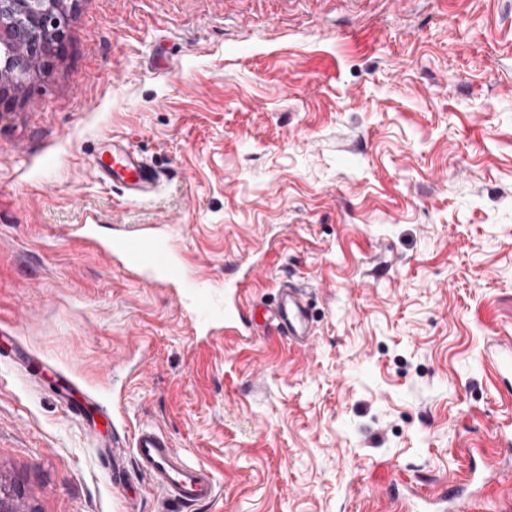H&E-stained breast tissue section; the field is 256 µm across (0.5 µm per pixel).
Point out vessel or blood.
Returning <instances> with one entry per match:
<instances>
[{"label": "vessel or blood", "mask_w": 512, "mask_h": 512, "mask_svg": "<svg viewBox=\"0 0 512 512\" xmlns=\"http://www.w3.org/2000/svg\"><path fill=\"white\" fill-rule=\"evenodd\" d=\"M94 172L97 178L121 185L133 200L151 197L160 184L159 171L120 138L113 139L103 156L97 157ZM96 226V218L90 216L72 233L91 243L100 242L113 265L135 281L174 287L193 334L207 338L220 330L225 340L249 343L265 331L292 345L310 343L313 320L302 288L284 282L272 302H255L245 296L250 272L215 286L213 280L186 265L179 242L156 225L116 224L102 241L96 237ZM493 362L503 384L512 387V336L496 339ZM111 454L114 466L133 461L135 473L147 477L168 499L183 506L206 503L217 495L212 471L203 463L188 460L161 428L143 425L131 429L129 437L113 439Z\"/></svg>", "instance_id": "b4317fda"}]
</instances>
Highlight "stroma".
Returning a JSON list of instances; mask_svg holds the SVG:
<instances>
[{
	"mask_svg": "<svg viewBox=\"0 0 512 512\" xmlns=\"http://www.w3.org/2000/svg\"><path fill=\"white\" fill-rule=\"evenodd\" d=\"M65 48L0 114V478L24 512H395L502 459L512 389V0H72ZM119 137L161 174L95 179ZM157 224L251 294L305 288L316 336L197 343L168 290L66 237ZM133 423L212 468L183 508L112 485ZM494 347L492 361L497 367L503 384L512 387V336L496 339Z\"/></svg>",
	"mask_w": 512,
	"mask_h": 512,
	"instance_id": "35a3bbf8",
	"label": "stroma"
}]
</instances>
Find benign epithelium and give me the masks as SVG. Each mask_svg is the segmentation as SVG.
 <instances>
[{
  "instance_id": "benign-epithelium-1",
  "label": "benign epithelium",
  "mask_w": 512,
  "mask_h": 512,
  "mask_svg": "<svg viewBox=\"0 0 512 512\" xmlns=\"http://www.w3.org/2000/svg\"><path fill=\"white\" fill-rule=\"evenodd\" d=\"M64 0H0V108L15 84L47 66L66 39L67 18L57 16Z\"/></svg>"
}]
</instances>
